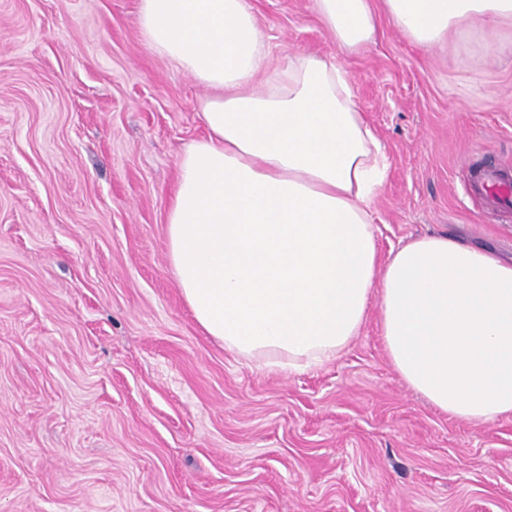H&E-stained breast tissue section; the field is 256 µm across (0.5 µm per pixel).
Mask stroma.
Wrapping results in <instances>:
<instances>
[{
	"label": "stroma",
	"instance_id": "1",
	"mask_svg": "<svg viewBox=\"0 0 512 512\" xmlns=\"http://www.w3.org/2000/svg\"><path fill=\"white\" fill-rule=\"evenodd\" d=\"M276 62L348 71L390 171L381 256L446 232L512 257V25L341 51L314 0H248ZM140 0H0V512H512V415L474 424L390 365L370 306L334 361L269 372L199 329L166 214L207 87L151 53ZM499 170H480L476 177L471 172L467 185L471 195L478 196L494 206H507L512 204V176L511 178L499 174Z\"/></svg>",
	"mask_w": 512,
	"mask_h": 512
}]
</instances>
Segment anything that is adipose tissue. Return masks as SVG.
Instances as JSON below:
<instances>
[{"label":"adipose tissue","mask_w":512,"mask_h":512,"mask_svg":"<svg viewBox=\"0 0 512 512\" xmlns=\"http://www.w3.org/2000/svg\"><path fill=\"white\" fill-rule=\"evenodd\" d=\"M339 47L375 33L370 0H314ZM413 44L512 20V0H382ZM148 49L210 89L208 129L179 162L166 236L199 327L271 371L336 359L377 305L401 378L469 422L512 415V262L445 234L380 258L372 204L388 157L347 71L273 61L247 0H140Z\"/></svg>","instance_id":"ef3b65f1"}]
</instances>
